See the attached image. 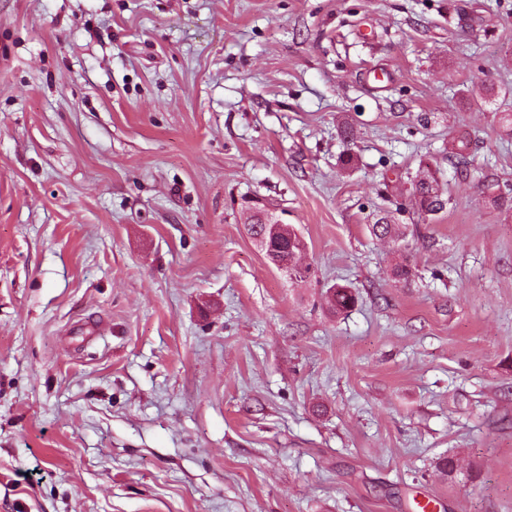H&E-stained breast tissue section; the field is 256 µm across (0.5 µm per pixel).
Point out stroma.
I'll return each mask as SVG.
<instances>
[{
    "instance_id": "stroma-1",
    "label": "stroma",
    "mask_w": 512,
    "mask_h": 512,
    "mask_svg": "<svg viewBox=\"0 0 512 512\" xmlns=\"http://www.w3.org/2000/svg\"><path fill=\"white\" fill-rule=\"evenodd\" d=\"M502 112L512 0H0V512H512ZM461 146H458L456 152L452 155L451 163L457 175L461 177L470 178L475 174L480 173L481 169L475 166L474 159L470 156L467 147V139L462 138L458 140ZM417 212L426 220L442 212L448 203V184L423 169L411 180ZM374 217L372 224H368L370 233L380 239L388 238L391 241L399 242L406 238V224H395L389 214Z\"/></svg>"
}]
</instances>
